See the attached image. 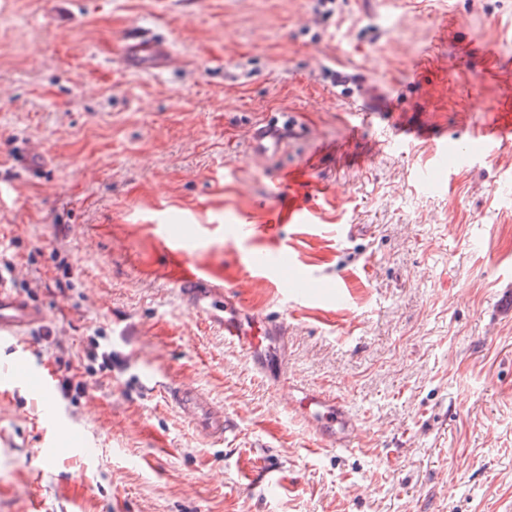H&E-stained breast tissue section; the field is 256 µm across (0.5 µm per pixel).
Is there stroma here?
Returning a JSON list of instances; mask_svg holds the SVG:
<instances>
[{
    "label": "stroma",
    "instance_id": "stroma-1",
    "mask_svg": "<svg viewBox=\"0 0 512 512\" xmlns=\"http://www.w3.org/2000/svg\"><path fill=\"white\" fill-rule=\"evenodd\" d=\"M0 0V165L26 139L54 168L18 179L0 218V254L19 288L47 306L70 346L102 330L125 363L91 379L76 417L96 453L55 437L40 399L0 393V512H512V144L467 164L431 166L433 143L383 146L385 111L468 141L471 41L512 65V0ZM447 37L435 30L446 11ZM139 24L169 34L167 74H131L118 36ZM428 58L417 78L413 63ZM343 64L371 77L366 99L337 97ZM297 112L311 140L257 156L248 127ZM364 123L353 163L320 166L337 203L321 224H286L314 296L293 301L288 271L251 273L239 215L267 220L275 170ZM220 264L249 311L288 322V370L345 398L361 428L352 451L320 447L222 334L180 305L159 271L161 225ZM68 277L66 294L55 281ZM344 297H337V289ZM201 389L236 422L211 447L136 375ZM53 446L44 463L40 448ZM276 464L268 492L256 463Z\"/></svg>",
    "mask_w": 512,
    "mask_h": 512
}]
</instances>
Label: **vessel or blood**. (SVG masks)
Returning <instances> with one entry per match:
<instances>
[{
	"instance_id": "b4317fda",
	"label": "vessel or blood",
	"mask_w": 512,
	"mask_h": 512,
	"mask_svg": "<svg viewBox=\"0 0 512 512\" xmlns=\"http://www.w3.org/2000/svg\"><path fill=\"white\" fill-rule=\"evenodd\" d=\"M118 55L124 70L140 74H159L173 63L168 38L141 26L122 33ZM486 75V70L475 71L474 90L469 97L471 111L486 115L476 131L475 150L460 151L456 138L440 135L436 138L440 156L454 154L461 161L471 162L479 158L482 148L512 142V115L485 104L477 92ZM248 134L253 150L267 154L289 139L308 137L309 130L299 114L291 113L282 119L273 117L255 123ZM8 157L13 168L27 178L40 180L47 173V156L28 140H15L8 148ZM333 192L317 163L306 161L277 171L273 177L272 222L262 226L258 244L248 258L249 266L279 271L294 264L293 252L273 243L276 225L316 223L322 217L316 200L327 199ZM161 245L176 262L171 281L187 312L243 350L251 369L275 382L281 404L304 421L317 439L336 449L357 447L361 433L345 399L292 383L285 352L287 321L246 313L234 284L225 281L222 269L195 263L181 238L164 236ZM48 321V311L41 302L17 288L14 277L0 274V345L8 346L13 354L12 363L0 369V384L11 387L24 382L30 393L49 406L54 401V382L35 374L27 346L30 333L44 328ZM137 383L143 393L160 396L202 442L221 444L235 430L233 418L223 407L191 384L173 385L150 373L140 375Z\"/></svg>"
}]
</instances>
